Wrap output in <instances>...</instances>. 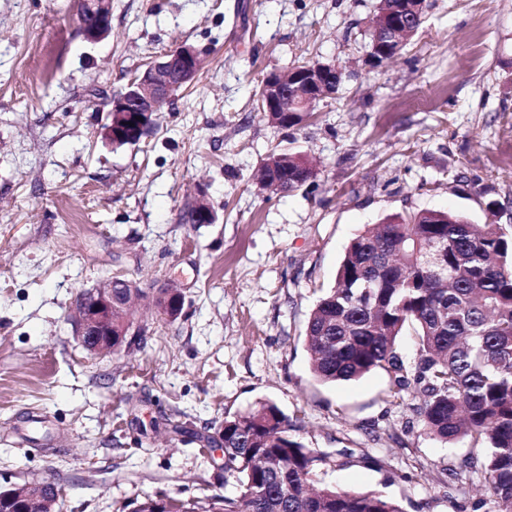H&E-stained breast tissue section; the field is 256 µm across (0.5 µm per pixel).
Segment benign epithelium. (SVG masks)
Listing matches in <instances>:
<instances>
[{"label":"benign epithelium","mask_w":512,"mask_h":512,"mask_svg":"<svg viewBox=\"0 0 512 512\" xmlns=\"http://www.w3.org/2000/svg\"><path fill=\"white\" fill-rule=\"evenodd\" d=\"M421 13V0H392L389 15L396 21L375 33L374 42L381 47V52L368 53L369 69H380L389 62V49L395 35L411 26ZM111 20L112 0H81L80 30L86 41L96 43L108 37L112 31ZM199 68L198 51L191 46H179L151 62L123 92L108 101L109 122L102 127L103 138L119 142L143 137L153 126L158 106L171 101L176 88L192 82ZM339 79L341 69L334 63L304 65L287 75L271 72L264 82L265 111L311 112L314 106L335 96ZM191 210L198 224H212L216 220L202 187L197 190ZM136 287L135 282L112 276L80 292L75 327L89 353L103 356L121 349L120 345L112 343L113 289ZM46 486L45 482H29L0 493V499L13 505L16 512H44V508L50 506Z\"/></svg>","instance_id":"7a95c632"}]
</instances>
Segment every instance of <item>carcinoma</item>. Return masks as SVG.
Masks as SVG:
<instances>
[{
	"label": "carcinoma",
	"mask_w": 512,
	"mask_h": 512,
	"mask_svg": "<svg viewBox=\"0 0 512 512\" xmlns=\"http://www.w3.org/2000/svg\"><path fill=\"white\" fill-rule=\"evenodd\" d=\"M262 166L288 193L311 176L307 157L293 148L271 150ZM123 299L115 294L112 329V342L122 344L141 335ZM408 328L416 336L410 363L397 344ZM305 338L320 381L383 371L396 403L414 388L421 404L413 411L430 434L490 448L474 474L495 512H512L511 224L478 226L460 213L420 211L365 227L312 310ZM298 431L270 402L226 416L207 443L222 450L224 477L235 479L238 495L148 496L132 512H403L379 492L314 486L328 455L306 447Z\"/></svg>",
	"instance_id": "carcinoma-1"
}]
</instances>
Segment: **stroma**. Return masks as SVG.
Here are the masks:
<instances>
[{"label": "stroma", "mask_w": 512, "mask_h": 512, "mask_svg": "<svg viewBox=\"0 0 512 512\" xmlns=\"http://www.w3.org/2000/svg\"><path fill=\"white\" fill-rule=\"evenodd\" d=\"M377 3L112 0V33L92 45L80 0H0V491L51 480L65 512L233 496L204 439L271 402L307 447L345 453L324 477L337 488L404 512H492L465 466L484 449L431 436L384 372L319 381L305 348L365 225L419 210L512 225V0H425L403 54L371 71ZM184 43L196 80L138 144L104 142L109 98ZM304 62L342 67L338 93L300 127L268 123L261 79ZM289 143L317 175L269 193L255 174ZM201 187L217 221L185 223ZM109 276L176 286L181 315L90 354L75 299Z\"/></svg>", "instance_id": "35a3bbf8"}]
</instances>
